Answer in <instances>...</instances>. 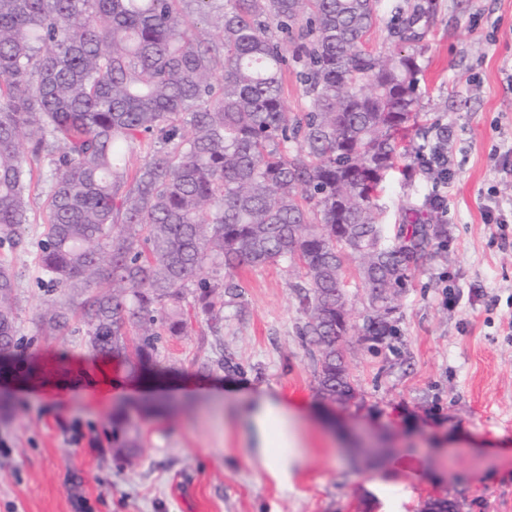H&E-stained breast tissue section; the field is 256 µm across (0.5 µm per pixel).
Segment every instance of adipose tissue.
<instances>
[{
    "label": "adipose tissue",
    "mask_w": 512,
    "mask_h": 512,
    "mask_svg": "<svg viewBox=\"0 0 512 512\" xmlns=\"http://www.w3.org/2000/svg\"><path fill=\"white\" fill-rule=\"evenodd\" d=\"M295 412L288 406L287 399L279 393L259 389L249 401L248 420L254 446L265 464L273 469L280 468L282 461L297 463L298 455L291 454L281 459L272 453L273 447L293 449L297 437L292 427Z\"/></svg>",
    "instance_id": "obj_1"
}]
</instances>
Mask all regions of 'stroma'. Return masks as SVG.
Returning <instances> with one entry per match:
<instances>
[{
    "label": "stroma",
    "instance_id": "obj_1",
    "mask_svg": "<svg viewBox=\"0 0 512 512\" xmlns=\"http://www.w3.org/2000/svg\"><path fill=\"white\" fill-rule=\"evenodd\" d=\"M424 12L420 40L392 34L393 5ZM365 49L419 54L421 126L402 140L405 158L376 202L388 225L409 210L444 224L446 238L412 274L391 318L393 336L364 339L367 291L347 280L351 328L343 349L359 404L327 402L318 354L302 334L306 314L283 268L231 272L236 296L215 322L193 320L163 337L161 377H130L116 361L90 356L84 335H41L44 292L36 253L14 254L18 329L50 375L0 378V512H423L432 499L465 501V512H512V246L486 223L484 198L512 201V0H382ZM448 136V209L432 208L436 181L419 156ZM26 233L45 227L44 200L56 172L31 159ZM232 358L238 372L225 371ZM123 392L103 390L104 381ZM279 391L301 422L306 462L278 475L257 454L232 385ZM172 403L139 419L133 461L112 453V412L156 395ZM388 454L366 460L358 442Z\"/></svg>",
    "mask_w": 512,
    "mask_h": 512
}]
</instances>
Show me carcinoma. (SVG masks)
<instances>
[{"mask_svg":"<svg viewBox=\"0 0 512 512\" xmlns=\"http://www.w3.org/2000/svg\"><path fill=\"white\" fill-rule=\"evenodd\" d=\"M0 0V246H25L28 156L58 170L37 241L47 300L39 330L77 316L95 357L137 375L158 365V342L191 311L212 313L235 286L208 279L281 265L300 273L303 335L318 353L321 393L357 399L336 344L354 270L368 291L363 332H393L412 271L446 229L408 217L389 237L373 196L417 118L413 54L361 49L380 0ZM421 7L394 34L416 37ZM307 110L289 112L287 53ZM154 143L131 158L142 137ZM16 278L0 260V376L33 359L18 337ZM113 454L141 447L120 415Z\"/></svg>","mask_w":512,"mask_h":512,"instance_id":"1","label":"carcinoma"}]
</instances>
